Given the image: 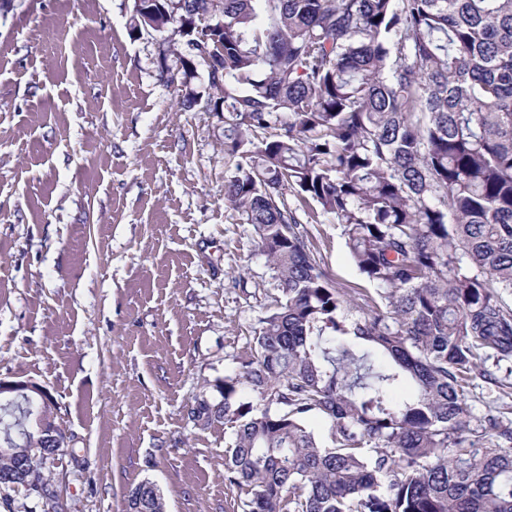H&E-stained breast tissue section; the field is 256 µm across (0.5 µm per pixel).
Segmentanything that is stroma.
<instances>
[{"label": "stroma", "instance_id": "35a3bbf8", "mask_svg": "<svg viewBox=\"0 0 512 512\" xmlns=\"http://www.w3.org/2000/svg\"><path fill=\"white\" fill-rule=\"evenodd\" d=\"M131 0L0 14V378L46 386L62 512H242L230 431L188 412L240 368L278 282L224 202V115L182 107ZM333 281L366 282L332 216L288 195ZM150 481H142L129 492L126 499V512H166V504L158 488H148ZM134 489L140 490L133 493Z\"/></svg>", "mask_w": 512, "mask_h": 512}]
</instances>
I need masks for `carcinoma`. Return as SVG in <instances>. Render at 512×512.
Instances as JSON below:
<instances>
[{"instance_id":"carcinoma-1","label":"carcinoma","mask_w":512,"mask_h":512,"mask_svg":"<svg viewBox=\"0 0 512 512\" xmlns=\"http://www.w3.org/2000/svg\"><path fill=\"white\" fill-rule=\"evenodd\" d=\"M149 5L130 29L167 34L157 67L185 108L224 113V201L279 281L221 399L189 410L231 430L225 481L244 512H512V409L468 399L475 378L512 375V0ZM201 11L222 48L209 65L188 30ZM290 192L336 218L373 290L332 280ZM24 413L0 406V440ZM42 447L14 443L59 512ZM134 489L126 512H166L158 489Z\"/></svg>"}]
</instances>
